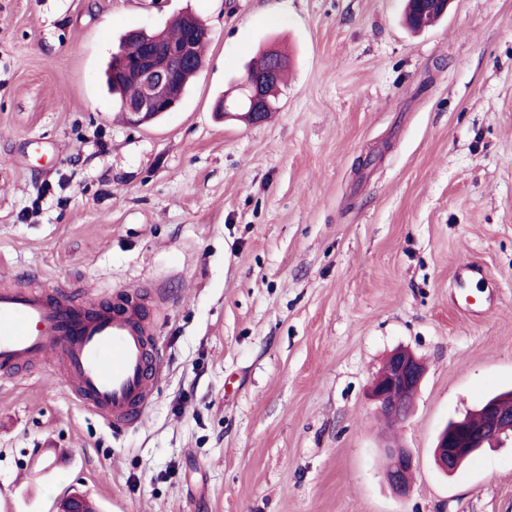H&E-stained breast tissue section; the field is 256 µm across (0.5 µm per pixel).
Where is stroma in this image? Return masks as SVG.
<instances>
[{"mask_svg": "<svg viewBox=\"0 0 512 512\" xmlns=\"http://www.w3.org/2000/svg\"><path fill=\"white\" fill-rule=\"evenodd\" d=\"M0 0V288H147L162 374L139 424L87 410L51 354L0 372V512H512V443L457 472L448 420L512 390V0ZM208 30L182 103L121 122L104 70L134 29ZM277 112L214 106L263 48ZM37 217H30L31 208ZM479 267L458 287L460 262ZM426 375L391 428L397 347ZM63 472L28 478L44 439ZM408 448L395 498L385 445ZM424 374L423 363L410 351L400 349L389 355L369 388L376 413L388 425L396 426L408 418ZM70 456L66 448H56V444L46 440L41 448H34L24 465L25 475H34L44 472L48 468H55L59 472L69 467ZM385 478L398 499H407L412 492L410 481L414 470V457L407 448H385Z\"/></svg>", "mask_w": 512, "mask_h": 512, "instance_id": "1", "label": "stroma"}]
</instances>
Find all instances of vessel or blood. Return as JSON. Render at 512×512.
I'll list each match as a JSON object with an SVG mask.
<instances>
[{
	"label": "vessel or blood",
	"mask_w": 512,
	"mask_h": 512,
	"mask_svg": "<svg viewBox=\"0 0 512 512\" xmlns=\"http://www.w3.org/2000/svg\"><path fill=\"white\" fill-rule=\"evenodd\" d=\"M51 352L62 354L65 382L106 424L139 422L160 366L138 292L109 306H79L58 290L0 289V370ZM69 460L67 449L47 440L29 454L24 472L63 471Z\"/></svg>",
	"instance_id": "vessel-or-blood-1"
}]
</instances>
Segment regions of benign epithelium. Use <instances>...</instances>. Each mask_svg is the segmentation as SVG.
<instances>
[{"label":"benign epithelium","mask_w":512,"mask_h":512,"mask_svg":"<svg viewBox=\"0 0 512 512\" xmlns=\"http://www.w3.org/2000/svg\"><path fill=\"white\" fill-rule=\"evenodd\" d=\"M188 25L191 35L185 40L176 45L153 41L132 61L139 74L141 89L137 97L123 102L128 125L144 126L158 114L174 110L183 97L184 74L189 70L201 71L203 62L195 54V34L202 23L194 17L188 20ZM273 75L271 69L254 71L243 80V104L249 108L255 122L263 118L265 87ZM424 374L423 363L410 351L400 349L389 355L369 388V398L376 413L388 425L396 426L408 418ZM481 411L479 424L460 419L450 431L439 434L434 457L441 470L452 473L480 449L498 447L512 440V411L503 409L496 401L486 402ZM384 454L386 481L394 496L404 500L412 492L410 476L414 470V457L406 448H386Z\"/></svg>","instance_id":"obj_1"}]
</instances>
